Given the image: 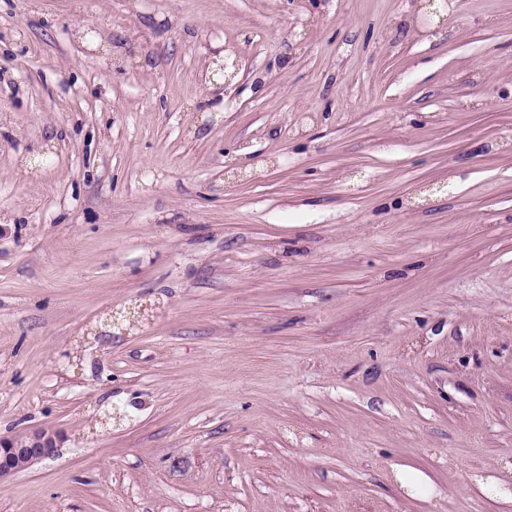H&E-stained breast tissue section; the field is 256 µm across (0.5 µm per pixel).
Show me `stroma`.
Returning <instances> with one entry per match:
<instances>
[{
  "label": "stroma",
  "instance_id": "obj_1",
  "mask_svg": "<svg viewBox=\"0 0 512 512\" xmlns=\"http://www.w3.org/2000/svg\"><path fill=\"white\" fill-rule=\"evenodd\" d=\"M452 6L0 0V435L62 436L0 512H512V0ZM400 485L405 488L411 496L431 494L434 492V486L428 476L419 471L400 470L396 474Z\"/></svg>",
  "mask_w": 512,
  "mask_h": 512
}]
</instances>
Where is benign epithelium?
Returning a JSON list of instances; mask_svg holds the SVG:
<instances>
[{"instance_id": "benign-epithelium-1", "label": "benign epithelium", "mask_w": 512, "mask_h": 512, "mask_svg": "<svg viewBox=\"0 0 512 512\" xmlns=\"http://www.w3.org/2000/svg\"><path fill=\"white\" fill-rule=\"evenodd\" d=\"M59 434L40 429L10 437H0V480L19 474L35 462L55 454Z\"/></svg>"}]
</instances>
